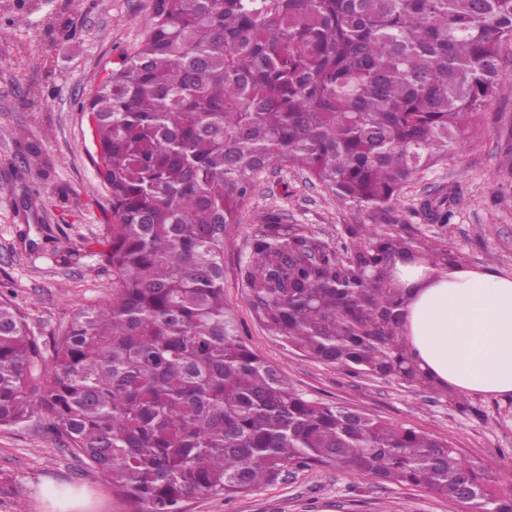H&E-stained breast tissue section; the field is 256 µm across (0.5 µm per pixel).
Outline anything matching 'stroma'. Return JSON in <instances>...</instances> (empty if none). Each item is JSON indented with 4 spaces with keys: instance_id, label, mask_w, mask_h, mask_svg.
<instances>
[{
    "instance_id": "stroma-1",
    "label": "stroma",
    "mask_w": 512,
    "mask_h": 512,
    "mask_svg": "<svg viewBox=\"0 0 512 512\" xmlns=\"http://www.w3.org/2000/svg\"><path fill=\"white\" fill-rule=\"evenodd\" d=\"M156 0H0V290L44 340L79 311L112 300V274L92 241L111 223L109 191L94 164L81 108L91 87L134 51ZM25 136H18V128ZM457 199L448 223L433 224L424 200ZM279 209L336 243L362 222L453 250L461 264L512 275V88L487 101L466 145L407 183L380 212L342 203L308 172H263L237 223L224 231V307L242 340L308 398L360 409L449 443L467 461L492 464V488L512 500V396H468L460 412L445 398L396 376L351 377L269 334L240 273L256 214ZM82 489L80 512H135L108 479L87 469L45 421L0 427V512H47L44 493ZM184 512H471L422 489L334 467L296 470L230 500L196 496Z\"/></svg>"
}]
</instances>
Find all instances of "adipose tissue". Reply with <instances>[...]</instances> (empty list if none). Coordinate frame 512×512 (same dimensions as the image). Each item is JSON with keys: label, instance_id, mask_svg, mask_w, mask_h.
I'll list each match as a JSON object with an SVG mask.
<instances>
[{"label": "adipose tissue", "instance_id": "adipose-tissue-1", "mask_svg": "<svg viewBox=\"0 0 512 512\" xmlns=\"http://www.w3.org/2000/svg\"><path fill=\"white\" fill-rule=\"evenodd\" d=\"M412 291L404 332L439 384L512 395V277L462 264L398 266Z\"/></svg>", "mask_w": 512, "mask_h": 512}]
</instances>
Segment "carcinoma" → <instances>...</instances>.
I'll list each match as a JSON object with an SVG mask.
<instances>
[{
  "mask_svg": "<svg viewBox=\"0 0 512 512\" xmlns=\"http://www.w3.org/2000/svg\"><path fill=\"white\" fill-rule=\"evenodd\" d=\"M512 0H157L135 50L90 96L112 223V301L48 346L0 297V427L35 414L141 512L231 499L294 470L345 467L474 512H512L490 465L448 443L290 388L224 309V228L255 178L287 163L382 210L465 146L506 84ZM448 223V198L425 201ZM341 246L257 215L241 269L266 330L351 376H399L458 410L416 363L396 263L420 247L353 224Z\"/></svg>",
  "mask_w": 512,
  "mask_h": 512,
  "instance_id": "cac0c4a2",
  "label": "carcinoma"
}]
</instances>
